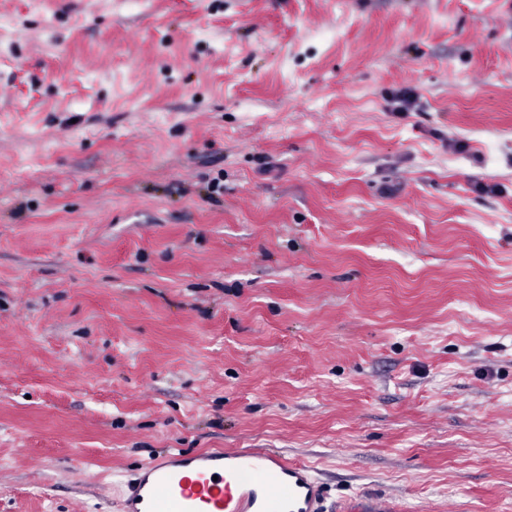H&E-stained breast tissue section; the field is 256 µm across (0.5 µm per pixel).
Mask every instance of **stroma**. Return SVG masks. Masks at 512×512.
<instances>
[{"mask_svg": "<svg viewBox=\"0 0 512 512\" xmlns=\"http://www.w3.org/2000/svg\"><path fill=\"white\" fill-rule=\"evenodd\" d=\"M209 448L512 512V0H0V512Z\"/></svg>", "mask_w": 512, "mask_h": 512, "instance_id": "stroma-1", "label": "stroma"}]
</instances>
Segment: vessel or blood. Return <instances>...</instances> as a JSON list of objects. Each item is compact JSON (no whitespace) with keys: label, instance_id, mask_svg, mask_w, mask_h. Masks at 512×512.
Segmentation results:
<instances>
[{"label":"vessel or blood","instance_id":"vessel-or-blood-1","mask_svg":"<svg viewBox=\"0 0 512 512\" xmlns=\"http://www.w3.org/2000/svg\"><path fill=\"white\" fill-rule=\"evenodd\" d=\"M313 469L270 448L168 452L122 484L118 512H323Z\"/></svg>","mask_w":512,"mask_h":512}]
</instances>
